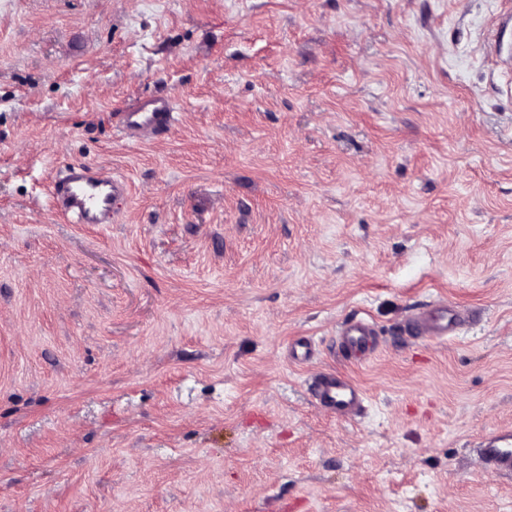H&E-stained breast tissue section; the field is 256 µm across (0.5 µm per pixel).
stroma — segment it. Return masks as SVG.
<instances>
[{"mask_svg":"<svg viewBox=\"0 0 512 512\" xmlns=\"http://www.w3.org/2000/svg\"><path fill=\"white\" fill-rule=\"evenodd\" d=\"M511 8L0 0V512H512L469 448L512 427ZM72 162L127 180L108 223L56 212ZM436 300L482 318L398 343ZM176 107L171 97L148 98L121 112L120 130L126 135L150 132L159 135L176 121ZM344 358L364 353L376 339L374 326L365 319L346 322L338 333ZM307 383L318 404L339 418L352 416L366 408V391L346 374L316 371L308 377Z\"/></svg>","mask_w":512,"mask_h":512,"instance_id":"obj_1","label":"stroma"}]
</instances>
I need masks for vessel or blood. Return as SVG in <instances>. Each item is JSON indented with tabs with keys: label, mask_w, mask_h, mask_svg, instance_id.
Listing matches in <instances>:
<instances>
[{
	"label": "vessel or blood",
	"mask_w": 512,
	"mask_h": 512,
	"mask_svg": "<svg viewBox=\"0 0 512 512\" xmlns=\"http://www.w3.org/2000/svg\"><path fill=\"white\" fill-rule=\"evenodd\" d=\"M175 121L176 107L172 98H148L122 112L120 130L126 135L142 132L158 135L169 130ZM126 193L125 182L112 173L85 164H72L56 183L53 201L57 212L73 223L100 224L111 214L115 201ZM461 322L460 310L439 301L411 316L404 333L435 341L456 333ZM375 339L374 326L364 319L346 322L339 332L341 351L347 358L364 353ZM307 383L318 404L337 417L352 416L365 407L366 391L346 374L316 371L308 377ZM473 451L481 468L512 478V427L501 428L481 438Z\"/></svg>",
	"instance_id": "1"
}]
</instances>
